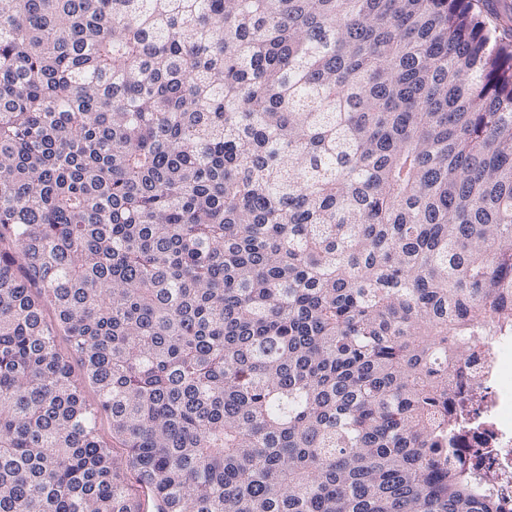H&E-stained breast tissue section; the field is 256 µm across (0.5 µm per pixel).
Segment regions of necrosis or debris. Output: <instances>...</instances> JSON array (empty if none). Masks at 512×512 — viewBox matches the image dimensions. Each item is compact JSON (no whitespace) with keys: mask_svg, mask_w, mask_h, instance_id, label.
Instances as JSON below:
<instances>
[{"mask_svg":"<svg viewBox=\"0 0 512 512\" xmlns=\"http://www.w3.org/2000/svg\"><path fill=\"white\" fill-rule=\"evenodd\" d=\"M512 362V335L493 337L489 347L466 355L463 375L476 381L475 413L460 423L451 435V461L468 471L492 470L496 483L491 490L499 512H512V377L504 378L502 367Z\"/></svg>","mask_w":512,"mask_h":512,"instance_id":"obj_1","label":"necrosis or debris"}]
</instances>
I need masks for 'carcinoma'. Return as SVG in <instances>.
<instances>
[{
	"instance_id": "cac0c4a2",
	"label": "carcinoma",
	"mask_w": 512,
	"mask_h": 512,
	"mask_svg": "<svg viewBox=\"0 0 512 512\" xmlns=\"http://www.w3.org/2000/svg\"><path fill=\"white\" fill-rule=\"evenodd\" d=\"M511 332L471 0H0V512H492L448 400ZM57 344L59 351L65 355L71 365L73 378L79 384L86 404L92 408L98 407V393L96 389L85 381L82 364L78 356L72 351L68 336L61 332L57 336Z\"/></svg>"
}]
</instances>
